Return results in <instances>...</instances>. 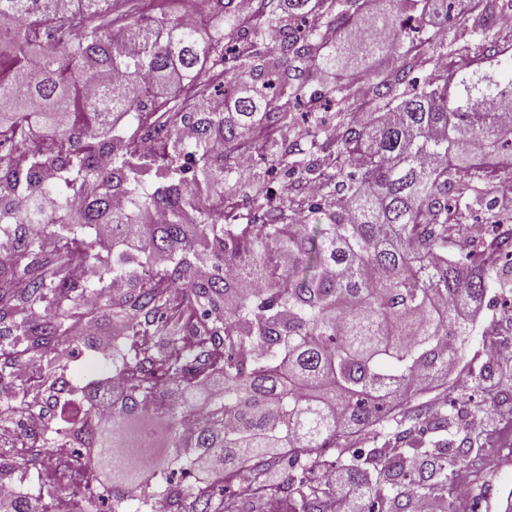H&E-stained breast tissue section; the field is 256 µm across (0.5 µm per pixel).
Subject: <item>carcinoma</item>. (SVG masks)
I'll return each mask as SVG.
<instances>
[{
  "label": "carcinoma",
  "instance_id": "1",
  "mask_svg": "<svg viewBox=\"0 0 512 512\" xmlns=\"http://www.w3.org/2000/svg\"><path fill=\"white\" fill-rule=\"evenodd\" d=\"M119 0H0V121L19 130L0 143V233L15 247L0 253V379L33 364L46 387L43 444L19 457L21 472L42 464L65 424L87 480L121 468L125 419L150 405L172 423L168 482L202 470L190 512H341L332 486L313 476L317 449L348 448L380 426L396 424L380 450L339 461L373 503L368 512H399L401 497H437L447 512L454 471L472 441H445L407 465L410 429L448 431V412L408 407L448 376L472 331L469 310L501 283L498 263L512 257V235L448 256L463 228L460 201L490 209L479 184L494 179L495 159L512 149V55L493 36L460 65L414 73L448 56L447 38L414 43L401 22L380 40L358 38L372 55L388 46L396 68L368 82L369 122L341 119L317 170L295 158L282 133L295 109L338 112L359 96L351 83L314 89L308 70L338 63L318 35L295 23L321 15L343 29L369 0H256L245 26L238 0H209L212 32L152 12H126ZM244 35L268 52L229 43ZM221 72L233 109L215 112L196 97L182 118L196 126L180 138L171 119L146 111L166 91L177 101L204 73ZM126 116L134 129L116 126ZM153 133L158 152L134 147ZM260 148L268 173L297 182L314 173L332 188L318 198L298 186L275 203L253 197L245 209L224 199L243 149ZM112 152L102 169L97 153ZM120 195L124 205L112 206ZM167 223H147L154 210ZM317 217L313 228L303 223ZM112 228V245L96 233ZM73 260L95 264L97 278L77 282ZM211 266L200 279L195 269ZM122 280L121 294L109 292ZM126 328L130 344L112 359L124 393L112 418L96 415V395L79 392L57 361L79 342L77 326L99 309ZM223 384L215 393L207 381ZM197 415L186 434L180 420ZM180 467L175 472L173 467ZM87 512H121L125 498H88Z\"/></svg>",
  "mask_w": 512,
  "mask_h": 512
}]
</instances>
